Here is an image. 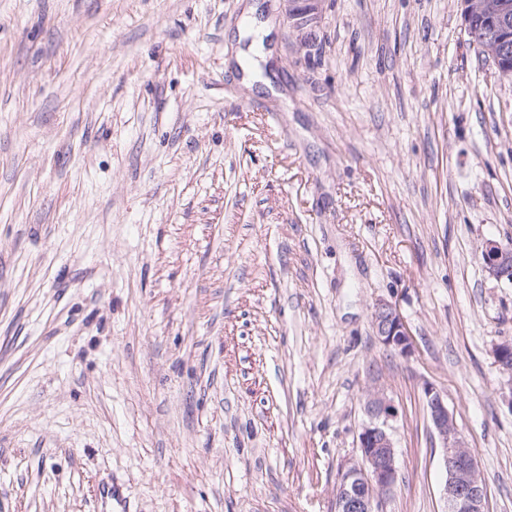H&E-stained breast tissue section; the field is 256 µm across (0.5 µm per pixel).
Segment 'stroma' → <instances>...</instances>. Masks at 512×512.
I'll list each match as a JSON object with an SVG mask.
<instances>
[{
	"label": "stroma",
	"instance_id": "obj_1",
	"mask_svg": "<svg viewBox=\"0 0 512 512\" xmlns=\"http://www.w3.org/2000/svg\"><path fill=\"white\" fill-rule=\"evenodd\" d=\"M244 2L0 0V512H335L373 385L386 512H446L428 383L512 512V83L458 0H325L306 57ZM486 267L497 279L509 278L512 272V248L498 240L488 239L482 246ZM506 279L509 283L512 280ZM372 322L377 340L385 349L405 356L411 354L412 337L395 304L379 300L373 307Z\"/></svg>",
	"mask_w": 512,
	"mask_h": 512
}]
</instances>
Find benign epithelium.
Listing matches in <instances>:
<instances>
[{"label":"benign epithelium","instance_id":"7a95c632","mask_svg":"<svg viewBox=\"0 0 512 512\" xmlns=\"http://www.w3.org/2000/svg\"><path fill=\"white\" fill-rule=\"evenodd\" d=\"M288 23L300 35L319 26L324 0H283ZM465 30L471 42L493 62L498 76L512 82V0H460ZM486 267L497 279L512 276V247L488 239L482 246ZM378 342L400 355L412 352L408 327L396 305L380 300L372 311ZM495 363L504 375L512 373V344L495 349ZM428 416L443 448L446 479L443 497L448 512H486V483L459 432L443 395L424 387ZM367 421L358 435L360 461L342 471L336 490V512H384L397 482L396 449L390 420L394 407L384 391L373 387L364 403Z\"/></svg>","mask_w":512,"mask_h":512}]
</instances>
